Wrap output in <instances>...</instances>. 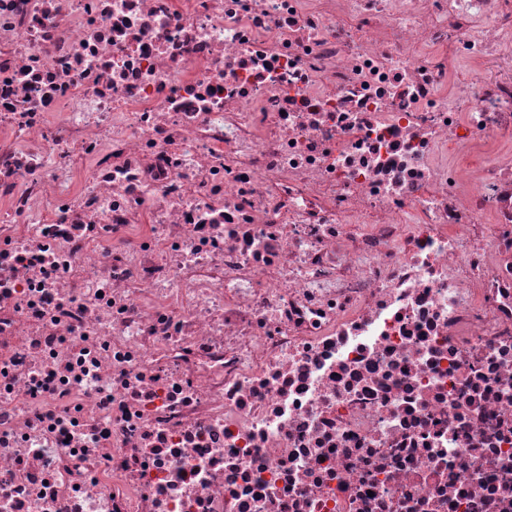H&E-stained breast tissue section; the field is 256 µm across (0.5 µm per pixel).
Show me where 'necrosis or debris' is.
<instances>
[{
	"instance_id": "4bbe7bcc",
	"label": "necrosis or debris",
	"mask_w": 512,
	"mask_h": 512,
	"mask_svg": "<svg viewBox=\"0 0 512 512\" xmlns=\"http://www.w3.org/2000/svg\"><path fill=\"white\" fill-rule=\"evenodd\" d=\"M0 512H512V0H0Z\"/></svg>"
}]
</instances>
